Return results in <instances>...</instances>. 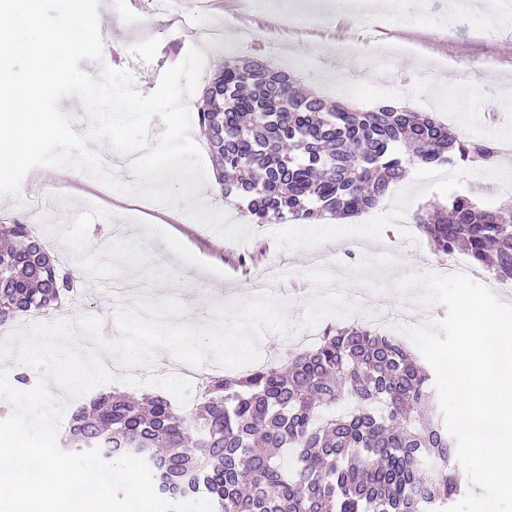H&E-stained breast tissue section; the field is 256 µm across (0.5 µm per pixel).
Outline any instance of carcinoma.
I'll list each match as a JSON object with an SVG mask.
<instances>
[{
  "instance_id": "cac0c4a2",
  "label": "carcinoma",
  "mask_w": 512,
  "mask_h": 512,
  "mask_svg": "<svg viewBox=\"0 0 512 512\" xmlns=\"http://www.w3.org/2000/svg\"><path fill=\"white\" fill-rule=\"evenodd\" d=\"M294 82L260 57L233 56L197 112L221 196L244 203L254 224L344 218L376 206L416 164L498 159L427 112L331 104L297 95ZM416 224L437 257L461 250L512 282V212L454 196ZM77 278L28 225L0 224L1 327L61 307ZM60 444L140 457L167 501L204 495L214 512H442L463 492L429 373L403 343L359 325L326 326L278 366L209 377L189 412L159 394H102L73 414Z\"/></svg>"
}]
</instances>
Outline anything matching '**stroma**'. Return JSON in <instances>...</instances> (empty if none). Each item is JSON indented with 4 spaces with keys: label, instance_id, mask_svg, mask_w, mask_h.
I'll list each match as a JSON object with an SVG mask.
<instances>
[{
    "label": "stroma",
    "instance_id": "1",
    "mask_svg": "<svg viewBox=\"0 0 512 512\" xmlns=\"http://www.w3.org/2000/svg\"><path fill=\"white\" fill-rule=\"evenodd\" d=\"M99 31L110 67L131 72L144 94L162 72L180 63L197 32L223 31L225 47L257 55L266 40L281 54L275 65L293 69L303 88L323 92L346 65L356 92L335 95L338 103L377 108L407 93V109L432 112L470 136L512 141V6L481 0L467 8L459 0H390L386 12L336 14L325 0H235L229 12L199 6L198 0H170L167 12L150 0H100ZM357 45L355 56H319L335 45ZM454 182L443 183L426 166L411 170L371 215L349 222L315 224L287 219L256 224L250 241L236 244L191 217L186 209L118 192L73 166H37L26 173L17 196H0V224H44L55 253H70L82 270L84 298L67 303L61 318L76 323L100 319L98 336L74 333L72 348L123 367L110 383L81 397L120 391L136 397L164 394L179 407L197 403L191 379L180 375L142 381L137 367L157 353L189 365H222L241 373L266 362L275 345H295L302 332L352 322L385 320L383 333L404 338L408 325L445 316L443 305L419 306V289L400 291L409 274L424 275L440 261L397 224L393 209L418 213L430 203L457 195L478 207L512 206L499 182L512 181V166L473 169L453 163ZM39 200L32 209L30 200ZM277 264L274 301L250 294L254 277Z\"/></svg>",
    "mask_w": 512,
    "mask_h": 512
}]
</instances>
